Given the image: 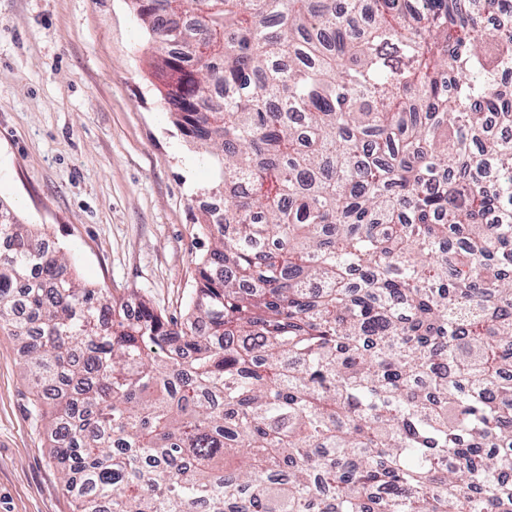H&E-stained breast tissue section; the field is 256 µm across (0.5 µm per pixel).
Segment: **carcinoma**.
Returning a JSON list of instances; mask_svg holds the SVG:
<instances>
[{
    "label": "carcinoma",
    "instance_id": "1",
    "mask_svg": "<svg viewBox=\"0 0 512 512\" xmlns=\"http://www.w3.org/2000/svg\"><path fill=\"white\" fill-rule=\"evenodd\" d=\"M132 0L217 178L186 318L0 205L75 512H512V0Z\"/></svg>",
    "mask_w": 512,
    "mask_h": 512
}]
</instances>
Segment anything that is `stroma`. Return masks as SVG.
<instances>
[{
    "label": "stroma",
    "instance_id": "obj_1",
    "mask_svg": "<svg viewBox=\"0 0 512 512\" xmlns=\"http://www.w3.org/2000/svg\"><path fill=\"white\" fill-rule=\"evenodd\" d=\"M130 0H0V202L46 232L80 281L183 318L215 180L181 134ZM0 334V512H74Z\"/></svg>",
    "mask_w": 512,
    "mask_h": 512
}]
</instances>
